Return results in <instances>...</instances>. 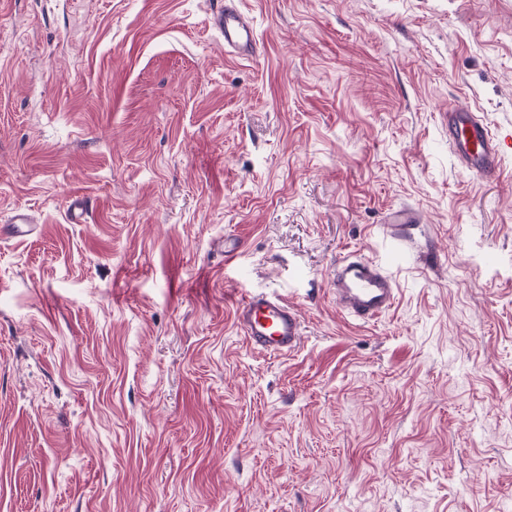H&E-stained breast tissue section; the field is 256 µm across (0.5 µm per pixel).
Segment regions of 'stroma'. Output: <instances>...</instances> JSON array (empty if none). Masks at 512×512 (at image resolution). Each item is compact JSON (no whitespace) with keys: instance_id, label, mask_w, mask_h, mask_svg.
<instances>
[{"instance_id":"obj_1","label":"stroma","mask_w":512,"mask_h":512,"mask_svg":"<svg viewBox=\"0 0 512 512\" xmlns=\"http://www.w3.org/2000/svg\"><path fill=\"white\" fill-rule=\"evenodd\" d=\"M239 7L251 61L212 0H0V225L38 220L0 237V512H505L512 145L480 179L446 114L512 135V0ZM352 254L399 288L370 324ZM220 7L212 11V28L224 38V51L239 59L250 60L257 53V34L250 19L234 1L219 0ZM336 303L353 319L370 323L389 311L396 301L394 280L373 261L353 256L336 264L332 279ZM235 322L247 342L270 354L293 352L301 341V322L288 303L263 294H248L236 305Z\"/></svg>"}]
</instances>
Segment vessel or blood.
Wrapping results in <instances>:
<instances>
[{"label": "vessel or blood", "mask_w": 512, "mask_h": 512, "mask_svg": "<svg viewBox=\"0 0 512 512\" xmlns=\"http://www.w3.org/2000/svg\"><path fill=\"white\" fill-rule=\"evenodd\" d=\"M212 28L224 39L226 53L253 59L257 34L250 19L234 0H222L210 17ZM448 145L466 170L492 180L498 177L503 158L502 144L484 120L467 109L448 111ZM337 304L353 319L369 323L389 311L397 296L394 280L373 261L353 256L342 259L332 279ZM235 322L247 342L270 354L293 352L301 341V322L288 303L263 294H249L237 304Z\"/></svg>", "instance_id": "obj_1"}]
</instances>
